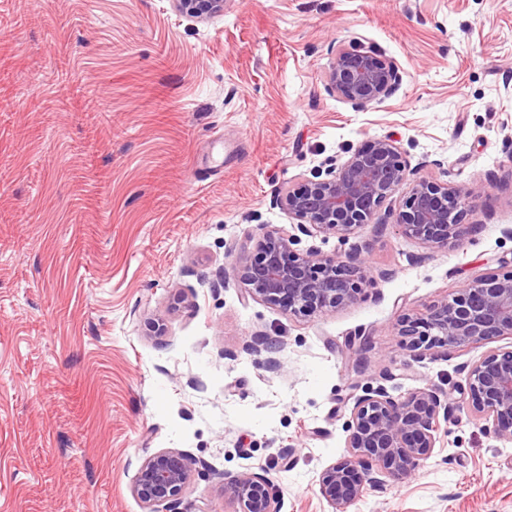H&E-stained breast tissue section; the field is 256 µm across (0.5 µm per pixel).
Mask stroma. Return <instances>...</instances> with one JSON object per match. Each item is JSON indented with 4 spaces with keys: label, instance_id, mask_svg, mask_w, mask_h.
Wrapping results in <instances>:
<instances>
[{
    "label": "stroma",
    "instance_id": "stroma-1",
    "mask_svg": "<svg viewBox=\"0 0 512 512\" xmlns=\"http://www.w3.org/2000/svg\"><path fill=\"white\" fill-rule=\"evenodd\" d=\"M340 47L394 60L355 111L326 89ZM396 139L417 176L481 184L475 236L438 250L361 228L375 283L289 314L224 271L288 182ZM512 0H0V512H146L153 453L183 452L180 512H232L225 480L267 468L281 512H332L321 472L346 402L463 378L483 347L416 362L397 319L512 259ZM164 318L166 333L150 332ZM366 349L353 346L358 329ZM282 341L281 369L250 352ZM347 512H512V442L459 410L408 479ZM226 1L227 0H172L179 13L200 20L223 15Z\"/></svg>",
    "mask_w": 512,
    "mask_h": 512
}]
</instances>
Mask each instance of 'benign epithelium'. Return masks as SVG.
I'll return each mask as SVG.
<instances>
[{
	"label": "benign epithelium",
	"mask_w": 512,
	"mask_h": 512,
	"mask_svg": "<svg viewBox=\"0 0 512 512\" xmlns=\"http://www.w3.org/2000/svg\"><path fill=\"white\" fill-rule=\"evenodd\" d=\"M176 10L205 20L224 14L226 0H172ZM402 81L397 63L369 52L339 48L327 75V90L358 111L391 97ZM410 161L397 141L376 138L356 148L325 174L314 173L288 185L275 204L295 232L264 224L253 246L231 264L233 278L254 300L291 314L311 317L357 300L374 281L370 247L355 244L345 254L298 248L301 236L335 237L348 242L371 222L382 206L402 195L388 218L401 234L433 249H446L475 232L466 224L470 199L481 186L413 178ZM400 348L417 362L439 349L485 346L474 363L462 367L465 382L456 385L461 403L498 438L512 441V349L492 346L512 337V269L492 270L465 284L423 313H404L396 324ZM270 337H253L251 350L270 354L272 369L281 367ZM454 392V393H456ZM454 393L438 386L394 397L380 385L355 398L346 423V453L319 478V494L333 512H347L365 488L380 489L384 480L374 466L392 478L412 476L431 457L441 423L458 407ZM186 456L161 450L138 470L134 495L148 512H176L179 496L190 483ZM224 497L235 512H281V500L266 470L249 471L224 482Z\"/></svg>",
	"instance_id": "obj_1"
}]
</instances>
